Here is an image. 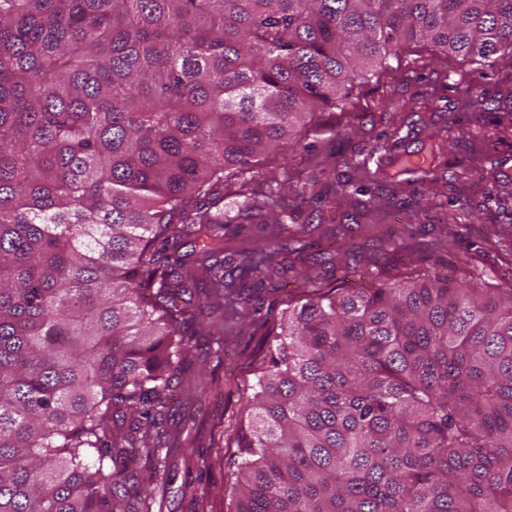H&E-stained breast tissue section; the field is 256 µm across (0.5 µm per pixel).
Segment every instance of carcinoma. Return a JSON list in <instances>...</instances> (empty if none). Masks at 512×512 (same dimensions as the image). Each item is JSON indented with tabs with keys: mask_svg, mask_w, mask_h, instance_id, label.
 Here are the masks:
<instances>
[{
	"mask_svg": "<svg viewBox=\"0 0 512 512\" xmlns=\"http://www.w3.org/2000/svg\"><path fill=\"white\" fill-rule=\"evenodd\" d=\"M418 44L512 62V0H0V512H121L140 457L161 476L196 269L227 319L277 264L224 250L277 205L249 174ZM447 135L335 195L427 181ZM455 273L288 301L231 512H512V288Z\"/></svg>",
	"mask_w": 512,
	"mask_h": 512,
	"instance_id": "obj_1",
	"label": "carcinoma"
}]
</instances>
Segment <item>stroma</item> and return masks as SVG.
Returning <instances> with one entry per match:
<instances>
[{
    "instance_id": "1",
    "label": "stroma",
    "mask_w": 512,
    "mask_h": 512,
    "mask_svg": "<svg viewBox=\"0 0 512 512\" xmlns=\"http://www.w3.org/2000/svg\"><path fill=\"white\" fill-rule=\"evenodd\" d=\"M467 63L432 59L429 52L410 55L399 67L385 72L363 87L351 109L348 127L319 114L318 132L308 144L331 155L336 174L346 165L376 168L386 163L387 153L377 150L379 137L398 132V151H416L428 144L440 128L449 108L467 94L461 76ZM512 83V69L499 67L484 80V110L460 111V123L470 131L463 140L450 139L437 155L433 192L425 211H411L421 191L416 182L376 184L375 192L387 198L383 213L360 212L356 223H347L346 207L327 209L318 201L326 176L312 154L298 151L294 157L269 156L255 177L261 187L279 186L277 212L286 214V226L274 224L268 215H255L233 224L224 237L226 251L241 241L251 247L280 243L275 270L241 283L235 293L250 317L228 320L218 336L200 333L206 317V300L197 296L195 317L187 324L190 339L181 368L172 379L175 405L160 423L164 432L165 476L154 481V462L142 458L135 470L139 484H152L160 512H228L235 473L242 455L235 442L246 406L254 393L257 370L268 362L269 332L280 318L288 299L310 291L304 279L312 269L323 281L363 279L372 284L382 279L384 268L419 273L453 261L470 252L478 268L492 283L512 286V135L485 144L484 135L500 112L512 111V100L500 99L501 86ZM315 151V152H316ZM304 229L305 252L294 251L291 233ZM371 245L355 258L337 263L340 241Z\"/></svg>"
}]
</instances>
